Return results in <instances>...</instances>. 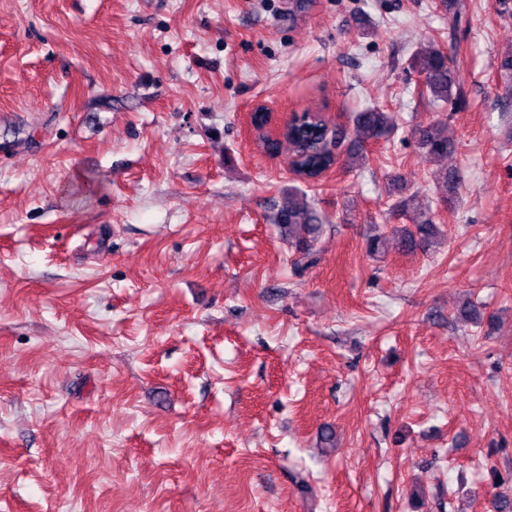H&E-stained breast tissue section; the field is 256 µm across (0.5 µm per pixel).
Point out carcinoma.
Instances as JSON below:
<instances>
[{
	"label": "carcinoma",
	"instance_id": "carcinoma-1",
	"mask_svg": "<svg viewBox=\"0 0 512 512\" xmlns=\"http://www.w3.org/2000/svg\"><path fill=\"white\" fill-rule=\"evenodd\" d=\"M413 69L423 79L420 95L434 106L448 103L454 85L452 61L433 41L417 50L410 59ZM396 124L393 113L376 107H368L354 114L349 131L336 130V147L347 143L345 162L348 168L362 167L367 162L366 149L372 143L389 137ZM328 127L323 116L316 112L296 114L281 133V138L263 139L262 148L272 154L286 152L297 169L298 177L310 182L328 170L337 158L327 140ZM419 146L429 155L446 156L453 151V142L448 138L445 127L431 124L414 131ZM433 180L442 185L448 195L444 202L453 201L451 193L458 184L457 174L441 169L434 173ZM400 205L414 209L419 214L415 230L393 229L392 236L404 250L416 247L419 243L429 244L438 234L433 220L430 201L412 195ZM271 220L279 227L283 238L292 249L293 263L311 264L317 260V245L323 233V218L315 203L307 194L298 189H290L277 205Z\"/></svg>",
	"mask_w": 512,
	"mask_h": 512
}]
</instances>
